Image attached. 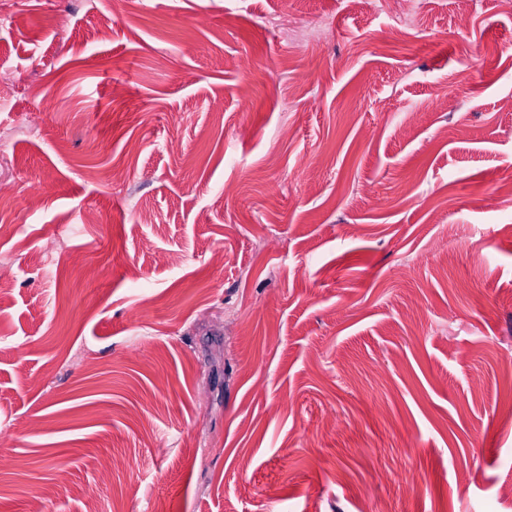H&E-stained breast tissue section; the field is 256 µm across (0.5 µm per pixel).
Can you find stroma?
<instances>
[{
  "label": "stroma",
  "mask_w": 512,
  "mask_h": 512,
  "mask_svg": "<svg viewBox=\"0 0 512 512\" xmlns=\"http://www.w3.org/2000/svg\"><path fill=\"white\" fill-rule=\"evenodd\" d=\"M5 6L0 512H512V0Z\"/></svg>",
  "instance_id": "stroma-1"
}]
</instances>
